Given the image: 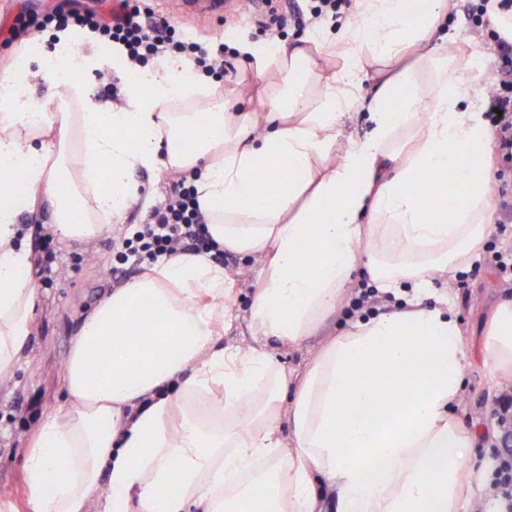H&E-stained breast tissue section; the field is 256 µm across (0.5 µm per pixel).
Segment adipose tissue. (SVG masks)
I'll return each mask as SVG.
<instances>
[{
    "instance_id": "adipose-tissue-1",
    "label": "adipose tissue",
    "mask_w": 512,
    "mask_h": 512,
    "mask_svg": "<svg viewBox=\"0 0 512 512\" xmlns=\"http://www.w3.org/2000/svg\"><path fill=\"white\" fill-rule=\"evenodd\" d=\"M360 2L336 37L254 52L258 75L280 77L260 113L174 60L151 72L150 98L131 85L123 104L103 101L86 75L111 57L76 28L56 31L72 53L55 69L14 52L0 75V378L22 362L41 302L22 214L50 207L46 232L85 244L138 202L135 169H195L208 235L259 266L248 348L220 344L236 280L209 256L160 260L105 296L73 340L64 406L24 452L28 512H253L258 500L316 512L323 479L336 512H497L455 413L468 361L448 291L491 230L493 137L482 106L461 104L462 59L435 54L449 0ZM413 48L436 70L428 111L419 71L403 70L371 98L369 133L337 148L363 56L390 65ZM328 51L346 63L308 98L312 56ZM40 80L57 111L35 104ZM454 196L463 207H446ZM85 204L91 218L74 222ZM362 272L401 306L327 340L289 394L265 342L311 336ZM481 357L512 378V298L493 309Z\"/></svg>"
}]
</instances>
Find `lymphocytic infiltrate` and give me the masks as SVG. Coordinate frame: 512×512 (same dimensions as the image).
Listing matches in <instances>:
<instances>
[{"instance_id":"obj_1","label":"lymphocytic infiltrate","mask_w":512,"mask_h":512,"mask_svg":"<svg viewBox=\"0 0 512 512\" xmlns=\"http://www.w3.org/2000/svg\"><path fill=\"white\" fill-rule=\"evenodd\" d=\"M308 2L307 12L286 13L279 0H261L257 23L265 34L281 37L291 27L302 30L335 21L338 15L350 10L353 0ZM70 24L99 36L133 71L151 59L171 55L183 57L193 70L217 81L231 82L237 77L235 66L228 60L230 49L225 43L204 46L182 41L167 21L143 19L134 0H115L106 14L98 10L96 0H62L55 13L20 19L13 37L21 41L33 32ZM497 50L500 64L487 93L485 116L493 128L500 160L508 167L512 165V43L499 41ZM205 222L195 185L189 183L185 175H178L172 179L165 200L155 206L146 223L122 230L121 259L138 268L159 258L186 252L204 253L215 260H223V250L215 246L204 231Z\"/></svg>"}]
</instances>
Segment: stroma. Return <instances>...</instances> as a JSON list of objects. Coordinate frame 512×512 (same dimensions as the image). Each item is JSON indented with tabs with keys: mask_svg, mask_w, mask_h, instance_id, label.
Here are the masks:
<instances>
[{
	"mask_svg": "<svg viewBox=\"0 0 512 512\" xmlns=\"http://www.w3.org/2000/svg\"><path fill=\"white\" fill-rule=\"evenodd\" d=\"M57 0H0V71L9 65L15 43L7 33L15 18L22 13H45ZM145 7L156 16L168 18L176 31H192L198 41L220 40L230 47L249 44L257 48L269 39L257 31L252 12L241 13L234 24H219L192 15L173 13L162 0H145ZM447 30L451 35L449 51L461 57L479 56L483 62L484 81L467 84L468 97L483 99L486 78L492 77L497 65V47L493 36L474 35L464 12L462 0H455L448 14ZM238 71L235 84L227 86L228 94L244 95L246 106L261 111L263 97L278 80L276 74L257 76L250 59L243 54L232 59ZM365 76L357 97L343 119L344 135L365 137L371 129L367 103L387 70L372 58H365ZM494 225L473 266L461 273V288L455 289L457 310L464 330L468 371L464 382L463 401L458 414L475 430L477 437L471 450L474 460L496 459L498 433L496 411L499 394L512 393V381L503 383L484 366L479 354L491 309L506 291L494 262L498 252L512 251V223H505L501 214H494ZM112 232H104L95 241L80 245L57 237L58 276L40 282L42 302L35 321L33 341L24 360L9 383L0 384V512H27V491L22 457L41 420L61 408L64 400L63 372L74 337L100 294L114 287L113 269L117 264ZM228 269L237 275L235 308L238 319L225 334V344L247 346L252 341L248 311L253 299V284L258 266L253 259L229 255ZM345 313L334 314L311 337L299 346L281 347L272 342L268 350L276 365L301 376L319 344L347 326Z\"/></svg>",
	"mask_w": 512,
	"mask_h": 512,
	"instance_id": "35a3bbf8",
	"label": "stroma"
}]
</instances>
